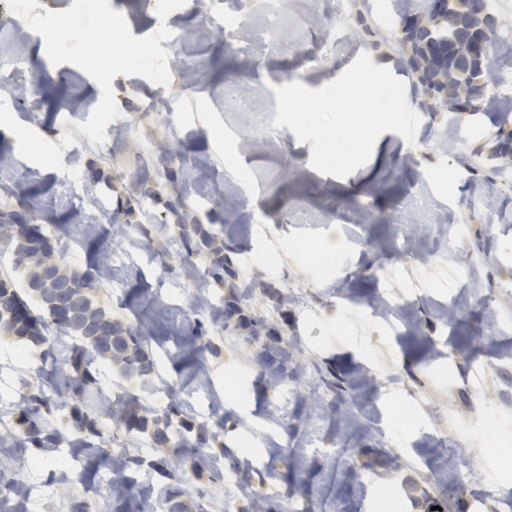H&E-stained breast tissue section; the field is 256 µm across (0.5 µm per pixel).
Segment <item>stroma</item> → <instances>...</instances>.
I'll return each mask as SVG.
<instances>
[{"instance_id": "stroma-1", "label": "stroma", "mask_w": 512, "mask_h": 512, "mask_svg": "<svg viewBox=\"0 0 512 512\" xmlns=\"http://www.w3.org/2000/svg\"><path fill=\"white\" fill-rule=\"evenodd\" d=\"M328 0H188L159 21L156 0H109L123 13L133 36L166 24L188 30L182 69L170 86L140 76L112 80L119 118L92 143L77 128L101 97L83 70L49 61L42 36L9 12H0V67L26 68V96L0 84V215L29 205L31 223L42 225L54 253L70 270H86L110 258L96 299L114 318L141 326L156 361V409L176 406L179 420H211L220 406L224 430L204 452L158 448L148 435L114 432L98 400L74 398L68 382L46 373V361L10 337L0 336V396L49 399L50 419L66 428L73 412L86 415L105 437L109 455L139 458L127 471L135 490L116 500L105 467L89 456L76 467L75 488L56 464L35 448H17L16 409L0 411V484L19 481V496L0 497V512H139L150 496L158 512H175L170 486L189 506L231 502L247 512L249 498L224 471V450L242 467L262 472L261 494L287 500L286 475L306 485L316 512H476L474 479L492 485L495 512H512V465L494 455L512 448V341L502 335L512 319V180L472 171V164L506 168L495 152L512 118L500 113L425 112L415 145L383 133L384 159L339 179L312 169L310 143L288 127H274L275 88L300 82L317 90L349 67L360 52L405 82L413 76L397 48L398 34L371 36L378 18L397 0H353L349 29L339 28ZM320 44L318 62L303 60ZM451 182L441 183V172ZM181 199L186 212L211 230H222L239 255L250 256L255 300H243L246 315H258L279 331L293 355L292 402L271 416L278 386L269 384L244 330L218 331L221 307L213 296L240 293V278L215 283L208 253L188 256L168 203ZM268 235L255 237L252 225ZM467 227L456 262L478 267L459 280L454 269L422 270V282L407 293L396 319L375 313L384 290L377 267L405 256L430 257L453 225ZM347 229L340 259L309 273L294 244L328 239ZM311 292L318 308L307 320L296 298ZM202 321L212 347L199 351L192 333ZM494 368L484 392L466 386L474 355ZM333 367L352 396L331 400L319 393L314 366ZM425 387L428 406L415 409L412 428L397 435L393 414ZM330 435L347 459L330 461L314 443ZM393 450L396 468L377 462L373 451ZM202 466H195L198 455ZM182 457L176 478L163 462Z\"/></svg>"}]
</instances>
